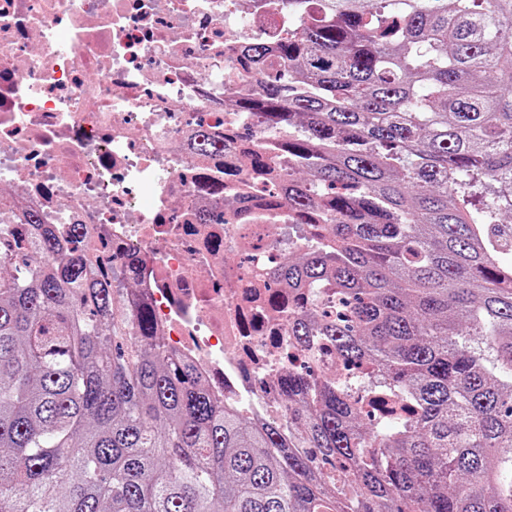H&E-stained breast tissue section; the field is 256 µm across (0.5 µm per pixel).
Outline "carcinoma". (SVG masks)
<instances>
[{"instance_id": "carcinoma-1", "label": "carcinoma", "mask_w": 512, "mask_h": 512, "mask_svg": "<svg viewBox=\"0 0 512 512\" xmlns=\"http://www.w3.org/2000/svg\"><path fill=\"white\" fill-rule=\"evenodd\" d=\"M244 102L327 235L276 278L351 376L227 408L146 297L0 222V512H512V0H278Z\"/></svg>"}]
</instances>
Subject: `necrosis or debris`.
Wrapping results in <instances>:
<instances>
[{"label": "necrosis or debris", "instance_id": "necrosis-or-debris-1", "mask_svg": "<svg viewBox=\"0 0 512 512\" xmlns=\"http://www.w3.org/2000/svg\"><path fill=\"white\" fill-rule=\"evenodd\" d=\"M287 29L275 0H0V217L36 211L125 272L166 347L255 420L283 417L288 367L339 372L330 348L284 354L271 272L309 232L262 191L272 139L241 107L264 73L239 47Z\"/></svg>", "mask_w": 512, "mask_h": 512}]
</instances>
